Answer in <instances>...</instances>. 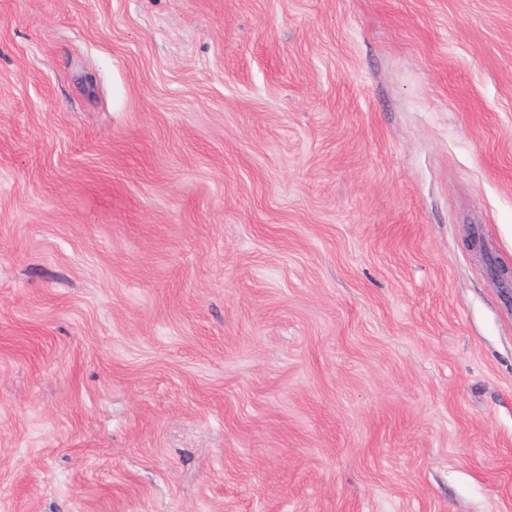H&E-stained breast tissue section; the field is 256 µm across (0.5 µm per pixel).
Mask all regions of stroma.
<instances>
[{"label": "stroma", "mask_w": 512, "mask_h": 512, "mask_svg": "<svg viewBox=\"0 0 512 512\" xmlns=\"http://www.w3.org/2000/svg\"><path fill=\"white\" fill-rule=\"evenodd\" d=\"M496 263L512 0H0V512H512Z\"/></svg>", "instance_id": "stroma-1"}]
</instances>
